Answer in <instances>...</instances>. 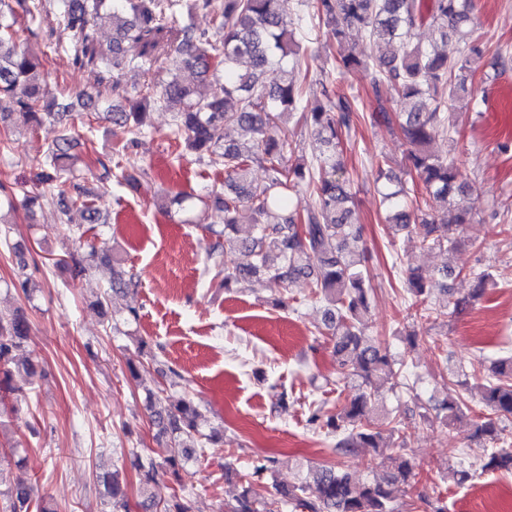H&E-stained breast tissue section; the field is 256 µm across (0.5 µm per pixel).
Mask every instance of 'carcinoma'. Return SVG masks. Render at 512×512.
Here are the masks:
<instances>
[{
	"mask_svg": "<svg viewBox=\"0 0 512 512\" xmlns=\"http://www.w3.org/2000/svg\"><path fill=\"white\" fill-rule=\"evenodd\" d=\"M52 5L56 23L71 39L59 47L72 56L79 69L91 72L112 68L119 73L132 66L152 70L154 52L165 40L181 56V64L206 77L215 74L207 95L173 74L161 83L137 87L125 105L105 112L112 124L127 128L129 145L146 138L148 111L165 107L174 111L175 154L191 153L198 160L224 167V183L211 189L210 219L233 231L248 219L255 234L241 242L242 258L222 256L220 242L208 253L215 277L226 288H243L252 278L265 275L281 284L295 278L308 280L312 292L326 303L324 327L333 341V355L341 380L357 382V394L336 403V410L316 408L312 425L335 439L336 452L350 454L360 448H393L383 461V479L353 477L339 464L317 468L313 481L277 490V497L262 503L244 489L229 512H279L290 505L304 512H396L393 492L414 480V463L405 450V426L396 416L380 419L375 402L380 387L400 376L404 363L397 361L381 341L369 339L368 313L371 289L359 251L361 229L355 224L353 193L341 149L342 130L353 124L359 111L356 98L324 88L325 104L301 113V119L319 144L311 157L295 152L288 134L279 126L301 103L304 51L296 40V26L316 20L330 29L341 46L349 32L366 34L374 51L352 46L336 60L341 77L361 70L368 78L376 102L375 117L388 124L398 119L411 145L410 168L426 192L445 203L440 215L430 216L413 207L411 188L394 182L386 157L377 160L378 193L386 223L393 234H409L419 224L425 228L423 241L431 247L456 248L472 206L460 204L468 185L461 179L455 160L432 150L435 134L449 132L448 107L468 96L467 63L477 51L471 41L472 0H314L313 12L295 18L283 9V0H0V121L18 118L38 125L45 117L69 111L48 84L39 56L28 49L39 38L35 28L19 25V19H34ZM202 13L210 16L211 28L199 29L189 19ZM112 26V47L103 49L95 31ZM432 30L435 42L427 47L412 42L420 27ZM456 40L458 55L450 58L437 42ZM134 45L138 52L127 54ZM393 92L404 110L391 115L386 94ZM239 128L248 139H228L230 129ZM74 136L61 135L48 148L49 172L41 177V196L69 197L71 204L87 214L89 223L105 224L108 214L96 207L90 193L70 177ZM125 154L117 152L111 164L96 159L103 169L101 179L115 177L130 187L139 183L123 165ZM260 164L266 181L255 183L252 166ZM304 186L313 204L304 213L289 211L288 191ZM475 288L453 303V310L483 297L494 282L487 271L469 272ZM407 291L420 316L448 317V306L430 308L426 298L436 278L417 268L405 270ZM136 286L134 276L123 267L112 271L110 294ZM31 335V323L22 313L0 315V367L18 363ZM481 399L489 413H478L461 394L448 397L437 417L449 426L468 416L471 437L491 444L492 451L481 465L484 471L512 473V444L504 434L501 419L512 416V356L494 362L491 375L480 385ZM200 408L182 398L170 408L156 411L152 421L160 436L169 438L167 455L160 463L136 457L133 465L141 480L156 482L159 472L178 476L183 463L208 440L197 428ZM112 498V512H128L121 471L105 478ZM184 488L173 490L159 512H190ZM11 512H29L32 491L26 486L10 489Z\"/></svg>",
	"mask_w": 512,
	"mask_h": 512,
	"instance_id": "carcinoma-1",
	"label": "carcinoma"
}]
</instances>
